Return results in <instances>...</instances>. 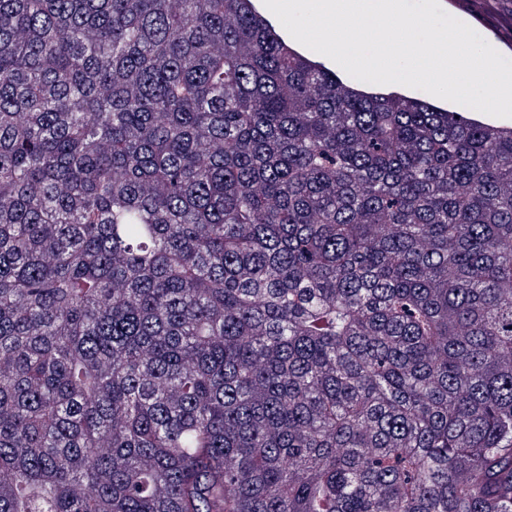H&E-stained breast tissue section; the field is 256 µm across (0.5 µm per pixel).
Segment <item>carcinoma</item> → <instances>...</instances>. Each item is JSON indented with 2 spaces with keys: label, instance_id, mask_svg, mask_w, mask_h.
<instances>
[{
  "label": "carcinoma",
  "instance_id": "cac0c4a2",
  "mask_svg": "<svg viewBox=\"0 0 512 512\" xmlns=\"http://www.w3.org/2000/svg\"><path fill=\"white\" fill-rule=\"evenodd\" d=\"M253 0H0V512H512V128ZM256 9L275 27L276 31L281 35L284 39L288 35V39L290 41H295L292 36L286 31V29L282 26L277 17L264 5L263 0H254ZM298 51L311 55L315 60L320 61L327 69L336 72L341 77L348 76V74L342 70L341 68L336 66V63L326 56H321L318 53L306 48L302 44L298 43Z\"/></svg>",
  "mask_w": 512,
  "mask_h": 512
}]
</instances>
